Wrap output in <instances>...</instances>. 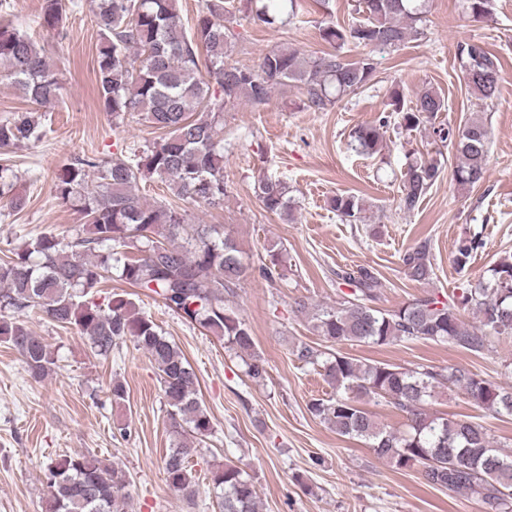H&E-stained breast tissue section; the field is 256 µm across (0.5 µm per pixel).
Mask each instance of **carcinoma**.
Here are the masks:
<instances>
[{"mask_svg":"<svg viewBox=\"0 0 512 512\" xmlns=\"http://www.w3.org/2000/svg\"><path fill=\"white\" fill-rule=\"evenodd\" d=\"M257 3L253 19L272 28L289 24L300 0H249ZM428 0H357L364 20L322 29L334 51L309 54L299 48L266 52L252 67L228 62L230 31L224 26V0H204L193 30L184 26L178 0H97L94 12L99 32L96 82L100 105L120 119L138 112L163 135L134 149L125 159L76 158L57 177L56 193L63 203L87 218L83 232L66 239L42 233L11 256L0 260V342L22 358L31 376L43 379L55 372L52 347L31 332L24 321L30 313L46 316L63 328L80 332L91 353L108 358L119 342L130 338L146 353L157 371L175 438L163 461L165 480L195 504V480L189 458L213 430L209 414L196 393L197 376L178 345L165 336L132 298L113 293L107 304L96 301L106 280L118 278L159 297L189 323L224 340L244 358L245 373L264 380V361L255 352L250 326L226 306L231 286L247 277L237 242L215 224H191L186 215L164 203L149 202L137 193L142 178H157L179 197L211 208L224 206V108L245 100L268 101L272 89L288 83L303 91L306 106L323 111L343 95L363 88L372 77L373 58L355 61L340 54L346 44L373 52L395 51L423 34ZM70 0H43L37 23L59 32L65 28ZM465 84L476 99L493 101L499 92L501 62L477 41L457 45ZM0 77L42 105L58 98L62 84L44 50L11 23L0 24ZM388 114L356 127L354 150L368 155L384 147L391 115L400 127L425 124L435 143L455 152L452 172L461 189L485 181L489 171L491 127L487 119L470 116L458 127L435 126L432 120L445 102L431 88L411 101L391 91ZM43 126L36 111H20L0 120V151L10 152L39 140ZM444 171L441 150L411 160L402 178L401 207L416 209ZM18 174L0 163V202L21 210L25 197L16 189ZM255 193L263 208L291 216L290 187L280 178L258 181ZM330 208L349 224L365 222L363 200L351 193L329 199ZM483 248L480 237L464 236L455 246L452 263L466 271ZM265 278H283V250L267 248ZM406 276L419 284L433 279L427 241L401 257ZM350 296L334 305L317 307L312 328L331 343L384 345L398 339L451 344L479 355L494 337H512V255L499 257L488 279L468 282L450 304L435 294L423 295L395 310L368 305L378 281L361 269L347 273ZM470 314L476 323L465 317ZM305 366L322 369L336 389L328 399H316L309 411L340 436L364 441L373 453L399 468L422 465L426 484L451 492L471 493L501 509L512 504V455H504L480 425L429 413L436 389L453 386L494 415L512 416V385H502L460 367L437 371L430 365L401 368L384 362L364 363L301 344L293 351ZM385 401L406 414L404 430L378 423L365 405ZM222 512H259L252 477L234 464L210 471ZM50 499L48 512H128L130 481L115 463L86 454L66 455L44 472Z\"/></svg>","mask_w":512,"mask_h":512,"instance_id":"obj_1","label":"carcinoma"}]
</instances>
